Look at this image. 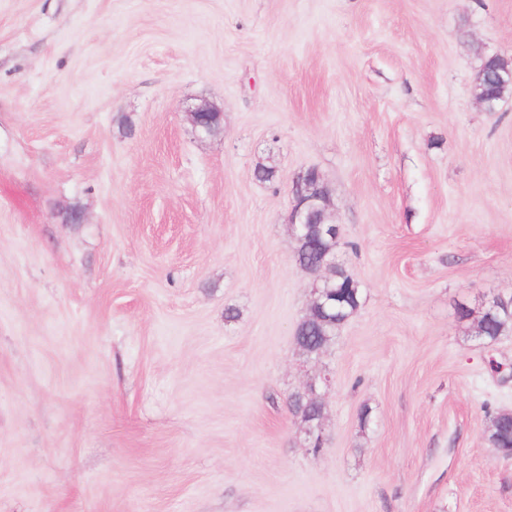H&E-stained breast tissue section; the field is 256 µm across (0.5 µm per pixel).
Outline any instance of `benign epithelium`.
<instances>
[{"mask_svg":"<svg viewBox=\"0 0 512 512\" xmlns=\"http://www.w3.org/2000/svg\"><path fill=\"white\" fill-rule=\"evenodd\" d=\"M192 127L199 137H210L220 131L224 123V113L217 106L204 103L188 111ZM291 209L288 217L289 231L292 242H300L311 232V225H317L319 236L336 240L338 226L331 220L330 196L327 186L319 170L306 168L300 170L293 178L291 187ZM304 271L315 275L312 289L313 302L329 301L334 297L336 281V256L327 253L316 266L306 267ZM331 387L330 371L320 373L306 380L302 393L312 401L321 400V392ZM306 442L311 447H319L325 438L324 420L304 428Z\"/></svg>","mask_w":512,"mask_h":512,"instance_id":"obj_1","label":"benign epithelium"}]
</instances>
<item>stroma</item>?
Listing matches in <instances>:
<instances>
[{
    "label": "stroma",
    "mask_w": 512,
    "mask_h": 512,
    "mask_svg": "<svg viewBox=\"0 0 512 512\" xmlns=\"http://www.w3.org/2000/svg\"><path fill=\"white\" fill-rule=\"evenodd\" d=\"M483 52L512 0H0V512H512V333L460 315L512 298ZM310 166L362 300L307 363ZM325 367L314 453L289 397ZM187 113L192 127L201 138L213 136L218 131L224 130V113L213 104H200ZM291 196L288 224L293 243L302 241L310 234V224H318L319 236L337 240L339 229L331 220L329 191L319 170H300L293 178ZM328 239L324 245L329 243ZM488 442L494 448H512V411H499L495 413L487 424L485 430Z\"/></svg>",
    "instance_id": "stroma-1"
}]
</instances>
